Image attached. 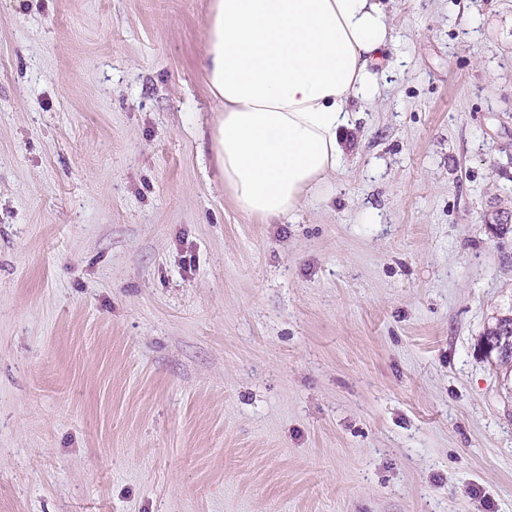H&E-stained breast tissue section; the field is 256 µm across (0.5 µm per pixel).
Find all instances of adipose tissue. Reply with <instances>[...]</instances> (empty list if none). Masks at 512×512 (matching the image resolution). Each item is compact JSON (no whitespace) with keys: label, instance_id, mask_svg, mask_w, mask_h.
<instances>
[{"label":"adipose tissue","instance_id":"obj_1","mask_svg":"<svg viewBox=\"0 0 512 512\" xmlns=\"http://www.w3.org/2000/svg\"><path fill=\"white\" fill-rule=\"evenodd\" d=\"M392 47L378 0H212V149L242 211L288 217L335 172L350 102L373 98Z\"/></svg>","mask_w":512,"mask_h":512}]
</instances>
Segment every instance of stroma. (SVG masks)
Masks as SVG:
<instances>
[{
  "instance_id": "35a3bbf8",
  "label": "stroma",
  "mask_w": 512,
  "mask_h": 512,
  "mask_svg": "<svg viewBox=\"0 0 512 512\" xmlns=\"http://www.w3.org/2000/svg\"><path fill=\"white\" fill-rule=\"evenodd\" d=\"M381 5L377 99L266 221L210 0H0V512H512V0Z\"/></svg>"
}]
</instances>
